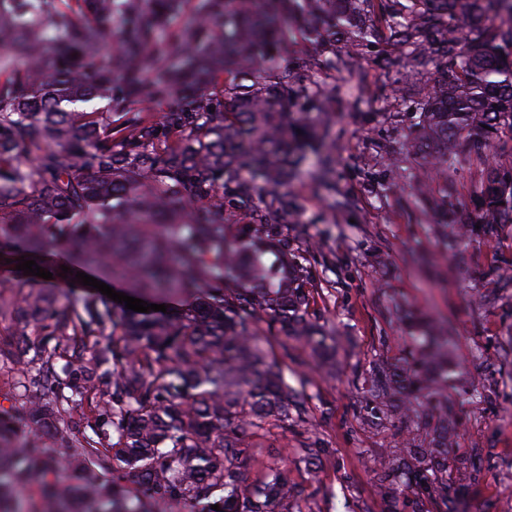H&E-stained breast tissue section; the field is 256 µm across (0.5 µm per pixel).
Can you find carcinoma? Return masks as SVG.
<instances>
[{
    "mask_svg": "<svg viewBox=\"0 0 512 512\" xmlns=\"http://www.w3.org/2000/svg\"><path fill=\"white\" fill-rule=\"evenodd\" d=\"M322 14L339 17L333 38L386 34L444 74L422 107L433 166L512 121V0H0V249L52 273L0 290V379L32 429L18 434L0 406V512H165L178 501L292 512L300 490L283 470L253 484L242 473L259 440L306 419L309 397L284 372L291 342L330 357L309 314L311 267L288 237V187L303 175L330 185L336 156L292 103L327 112L326 77L344 73L360 90V71L345 53L324 56L312 24L308 82L274 63L292 25ZM462 21L490 22L495 43L463 34ZM174 87L186 101L162 116L131 109ZM483 178L478 222L512 223V171ZM226 212L242 219L233 233L217 221ZM52 248L71 253L69 280L90 268L172 305L139 313L92 291L53 297L65 278ZM451 340L415 324L407 367L376 369L381 396L410 411L436 393ZM328 452L307 436L293 461L316 482ZM429 471H448L446 405L426 447L380 463L387 512L397 475L444 501Z\"/></svg>",
    "mask_w": 512,
    "mask_h": 512,
    "instance_id": "1",
    "label": "carcinoma"
}]
</instances>
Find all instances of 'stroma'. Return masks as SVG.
I'll return each instance as SVG.
<instances>
[{"label": "stroma", "mask_w": 512, "mask_h": 512, "mask_svg": "<svg viewBox=\"0 0 512 512\" xmlns=\"http://www.w3.org/2000/svg\"><path fill=\"white\" fill-rule=\"evenodd\" d=\"M366 74L358 100L337 94L329 114L336 197L308 179L295 182L300 207L288 234L314 250L322 292L310 312L336 338L332 369L312 367L308 423L274 430L245 478L283 468L305 493L293 512H383L380 461L429 440L437 400L410 415L375 396L374 368L403 367L412 349L405 312L448 319L455 336L447 385V512H512V224H484L462 235L420 201L426 192L448 210L476 214L483 186L476 163L424 166L417 147L420 102L442 74L417 66L381 40L352 49ZM331 455L318 481L294 465L302 432Z\"/></svg>", "instance_id": "obj_1"}]
</instances>
